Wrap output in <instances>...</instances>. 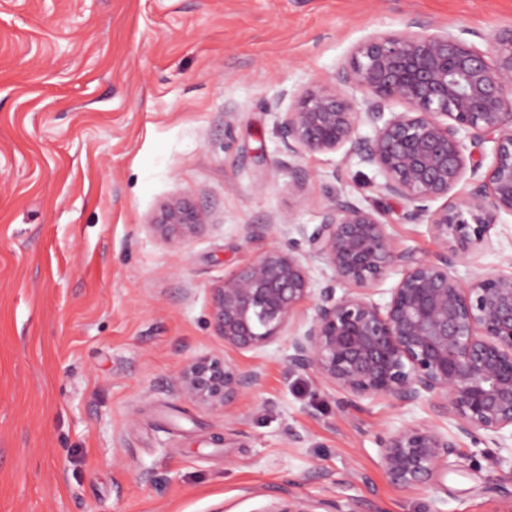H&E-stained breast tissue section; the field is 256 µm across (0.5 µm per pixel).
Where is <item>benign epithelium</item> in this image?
<instances>
[{
    "mask_svg": "<svg viewBox=\"0 0 512 512\" xmlns=\"http://www.w3.org/2000/svg\"><path fill=\"white\" fill-rule=\"evenodd\" d=\"M416 26L410 20L357 44L338 83L302 94L280 127L292 156L343 149L376 167L380 191L410 206L406 218L429 224L437 251L416 258L397 246L381 213L338 194L310 234L263 225L272 234L296 231L308 250L294 238L261 250L211 289L210 304L227 348L252 351L284 338L288 367L310 373L319 386L393 405L422 400L435 417L452 421L454 433L407 424L381 439L385 474L401 488L440 475L460 438L497 444L512 430V264L477 271L466 283L455 274L457 264L492 245L501 216H512V28L484 51L448 30ZM396 103L406 110L391 111ZM364 124L373 137H358ZM488 143L493 161L482 173L473 151ZM439 199L444 203L430 209ZM150 227L179 248L203 224L193 204L176 199ZM311 256L334 271L318 290L306 266ZM391 273L399 278L381 305L372 293ZM307 305L313 314L301 323ZM262 384V370L205 355L186 364L175 390L226 413Z\"/></svg>",
    "mask_w": 512,
    "mask_h": 512,
    "instance_id": "obj_1",
    "label": "benign epithelium"
}]
</instances>
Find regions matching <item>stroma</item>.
<instances>
[{
	"mask_svg": "<svg viewBox=\"0 0 512 512\" xmlns=\"http://www.w3.org/2000/svg\"><path fill=\"white\" fill-rule=\"evenodd\" d=\"M512 27V0H0V512H264L294 495L343 512H512L504 447L463 440L434 485L401 489L378 438L433 420L289 368L286 345L226 348L210 325L225 274L313 231L336 191L382 212L400 248L428 224L343 152L289 156L278 113L336 84L353 47L401 30ZM188 199L203 232L149 228ZM475 266L512 262V217ZM200 355L261 368L230 415L182 400Z\"/></svg>",
	"mask_w": 512,
	"mask_h": 512,
	"instance_id": "stroma-1",
	"label": "stroma"
}]
</instances>
